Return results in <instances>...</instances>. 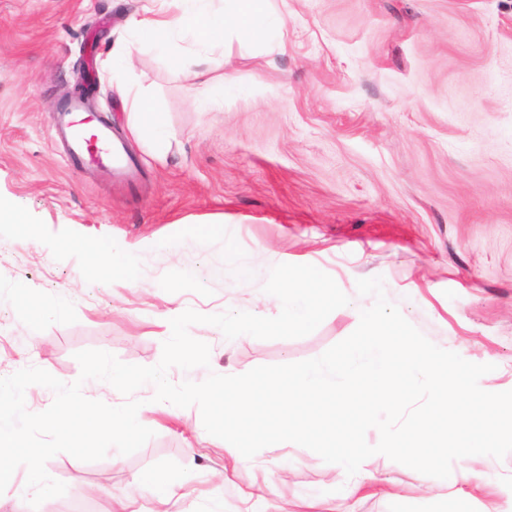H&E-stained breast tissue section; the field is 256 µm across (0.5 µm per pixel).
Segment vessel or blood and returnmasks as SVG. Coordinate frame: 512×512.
Listing matches in <instances>:
<instances>
[{
	"label": "vessel or blood",
	"instance_id": "1",
	"mask_svg": "<svg viewBox=\"0 0 512 512\" xmlns=\"http://www.w3.org/2000/svg\"><path fill=\"white\" fill-rule=\"evenodd\" d=\"M55 117L56 131L65 141L72 163L97 168L123 182L136 181L137 169L124 142L113 136L110 125L83 97L66 101Z\"/></svg>",
	"mask_w": 512,
	"mask_h": 512
}]
</instances>
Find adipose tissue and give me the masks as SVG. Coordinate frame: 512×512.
<instances>
[{"instance_id":"1","label":"adipose tissue","mask_w":512,"mask_h":512,"mask_svg":"<svg viewBox=\"0 0 512 512\" xmlns=\"http://www.w3.org/2000/svg\"><path fill=\"white\" fill-rule=\"evenodd\" d=\"M162 11L142 18H130L127 30L131 35L112 56L116 68L129 66L134 51L150 45L175 68L185 67L182 44L192 40L195 58L204 62L214 49L223 46L226 32H233L245 44H264L274 29L275 14L268 7L270 0H164ZM135 117L133 131L148 140L156 153H165L169 142L162 114L149 94L136 91L124 97Z\"/></svg>"}]
</instances>
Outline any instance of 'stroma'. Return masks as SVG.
<instances>
[{
    "label": "stroma",
    "mask_w": 512,
    "mask_h": 512,
    "mask_svg": "<svg viewBox=\"0 0 512 512\" xmlns=\"http://www.w3.org/2000/svg\"><path fill=\"white\" fill-rule=\"evenodd\" d=\"M163 0H0V377L26 368L71 383L74 354L100 349L156 365L170 306L204 315L255 302L247 281L210 278L221 245L174 250L164 238L221 224L256 268L313 265L349 297L311 334L225 339L213 326L190 335L210 347L209 370L239 375L321 355L358 326L356 282L379 277L387 299L435 345L491 364L489 392L512 390V0H273L282 42L262 49L228 40L211 77L234 93L202 110L187 74L144 49L129 71L112 49L133 11ZM145 90L164 114L169 150L157 156L131 130L118 93ZM91 85V102L140 165L135 190L74 169L53 124L63 93ZM140 254L147 277L125 288L89 244ZM198 274L176 285L177 268ZM66 306L37 335L17 289ZM141 422L153 437L130 455L84 462L61 452L47 473L64 495L31 510L16 489L6 512H70L78 487L134 512L151 497L136 481L153 471L175 485L174 512H489V489H451L384 456L356 495L353 481L315 452L274 444L240 462L202 432L198 406L169 413L146 390ZM262 500L244 503L251 485Z\"/></svg>",
    "instance_id": "35a3bbf8"
}]
</instances>
